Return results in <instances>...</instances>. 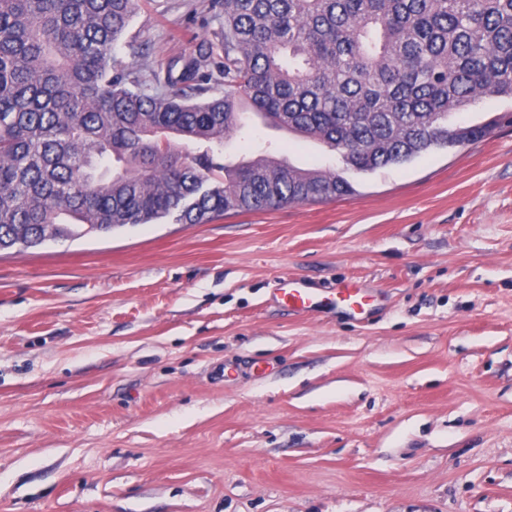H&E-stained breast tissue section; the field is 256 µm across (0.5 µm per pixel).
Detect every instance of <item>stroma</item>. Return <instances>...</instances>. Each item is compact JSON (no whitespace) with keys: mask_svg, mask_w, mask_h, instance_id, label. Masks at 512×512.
<instances>
[{"mask_svg":"<svg viewBox=\"0 0 512 512\" xmlns=\"http://www.w3.org/2000/svg\"><path fill=\"white\" fill-rule=\"evenodd\" d=\"M220 0H140L156 70ZM353 195L0 251V512H512V125L372 172L254 124ZM355 280L371 317L278 279ZM277 297L292 310L304 314L309 312L313 305L314 292L308 287L306 281L300 278H280Z\"/></svg>","mask_w":512,"mask_h":512,"instance_id":"1","label":"stroma"}]
</instances>
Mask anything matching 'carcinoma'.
<instances>
[{"instance_id":"1","label":"carcinoma","mask_w":512,"mask_h":512,"mask_svg":"<svg viewBox=\"0 0 512 512\" xmlns=\"http://www.w3.org/2000/svg\"><path fill=\"white\" fill-rule=\"evenodd\" d=\"M222 4L219 77L192 57L149 82L115 56L138 0H0V251L353 192L334 170L226 160L247 108L371 172L484 138L501 116L450 118L512 98V0Z\"/></svg>"}]
</instances>
